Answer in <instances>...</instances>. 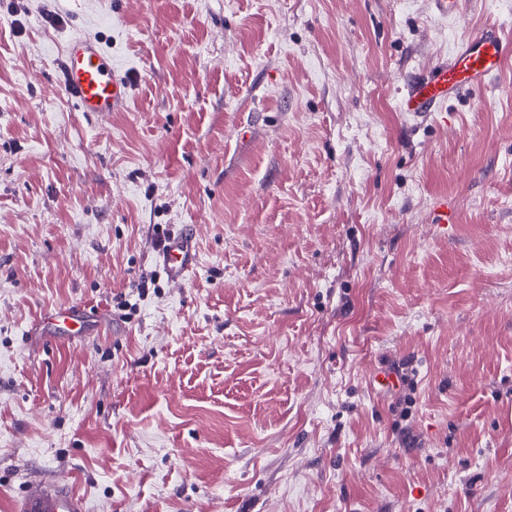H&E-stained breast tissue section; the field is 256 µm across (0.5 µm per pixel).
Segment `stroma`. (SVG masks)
Returning <instances> with one entry per match:
<instances>
[{"instance_id": "35a3bbf8", "label": "stroma", "mask_w": 512, "mask_h": 512, "mask_svg": "<svg viewBox=\"0 0 512 512\" xmlns=\"http://www.w3.org/2000/svg\"><path fill=\"white\" fill-rule=\"evenodd\" d=\"M493 25L512 0H0V512L35 474L86 512H512V62L399 108ZM75 33L123 110L59 91ZM76 304L90 334L42 323ZM195 239L194 228H186L177 236L170 237L160 253L159 261L171 282L181 283L195 271L198 263Z\"/></svg>"}]
</instances>
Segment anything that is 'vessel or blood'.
Masks as SVG:
<instances>
[{
  "instance_id": "obj_1",
  "label": "vessel or blood",
  "mask_w": 512,
  "mask_h": 512,
  "mask_svg": "<svg viewBox=\"0 0 512 512\" xmlns=\"http://www.w3.org/2000/svg\"><path fill=\"white\" fill-rule=\"evenodd\" d=\"M64 91L82 111L106 115L120 110L130 96V84L112 66L111 55L89 37H71L63 48ZM512 60V37L499 29H481L462 40L449 62L437 65L429 74L413 79L400 106L403 111L422 117L437 111L448 99L484 86ZM193 228L170 237L159 255L171 282L185 280L196 269L198 256ZM56 330L68 336H81L90 324L86 310L79 305L56 309L49 315ZM20 512H85L84 501L65 483H44L33 479Z\"/></svg>"
}]
</instances>
